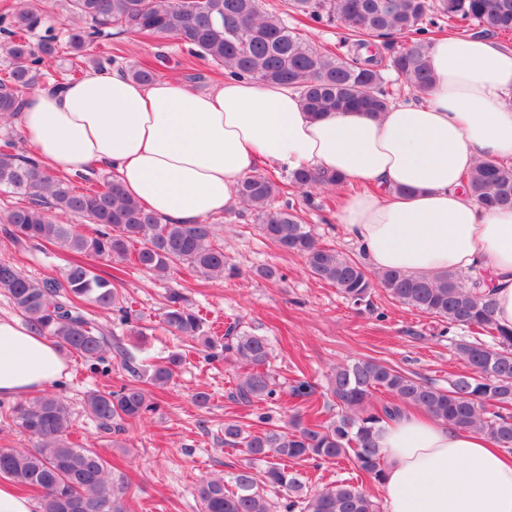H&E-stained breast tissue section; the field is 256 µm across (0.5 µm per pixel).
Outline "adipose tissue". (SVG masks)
<instances>
[{
  "instance_id": "1",
  "label": "adipose tissue",
  "mask_w": 512,
  "mask_h": 512,
  "mask_svg": "<svg viewBox=\"0 0 512 512\" xmlns=\"http://www.w3.org/2000/svg\"><path fill=\"white\" fill-rule=\"evenodd\" d=\"M430 91L373 116L314 117L294 87L228 79L193 91L96 70L24 98L14 122L46 173L99 166L159 217L197 224L238 205L264 166L312 168L358 185L336 222L371 265L412 275L489 278L495 318L512 328V208L485 210L464 174L512 165V49L484 37L432 42ZM66 362L24 319L0 315V401L58 383ZM386 512H512V457L486 436L413 412L377 434Z\"/></svg>"
}]
</instances>
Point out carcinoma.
<instances>
[{
    "label": "carcinoma",
    "mask_w": 512,
    "mask_h": 512,
    "mask_svg": "<svg viewBox=\"0 0 512 512\" xmlns=\"http://www.w3.org/2000/svg\"><path fill=\"white\" fill-rule=\"evenodd\" d=\"M81 24L60 38L47 16L32 0H14L0 14V33L7 37L8 70L0 80V120L20 110L21 91L36 85L45 63L57 57L61 45L88 54L110 29L133 36H172L197 55L224 68V76L251 78L295 87L303 108L314 114L359 109L370 114L393 103L391 81L404 84L416 96L433 83L426 35L441 22L475 25L483 33L512 31V0H285V10L266 12L259 0H67ZM305 19L316 25L344 26L349 31L340 54L318 51L288 23ZM37 34L33 43L29 36ZM414 35L407 47L389 57L390 80L376 58H362L357 48L371 47L375 38ZM0 151V189L27 198L8 210L3 223L17 240L58 246L70 254L55 277L34 279L16 261L0 260V291L40 334L63 351L74 353L91 367L107 362L114 351L106 329L90 317L88 307L112 310L131 321L123 296L109 278L96 274L88 257L132 259L158 277L186 264L201 276L224 280V245L213 225L170 224L128 196L118 180L98 188L82 175V185L52 179L33 156ZM467 189L485 210L512 207V167L480 162L466 176ZM338 180L315 169L291 173L289 186L261 173L246 178L240 202L253 213L264 236L284 252L300 255L309 273L335 286L355 305H370L372 290L384 288L395 301L415 307L448 323L477 328L494 344L460 342L458 354L470 372L439 388L427 380L372 359H358L332 368L329 393L335 417L321 421L298 415L283 429L272 414L250 417L251 423L224 422V443L245 449L251 461L264 463L254 473L246 465L233 476V487L221 478L196 486L201 512H380L363 484L338 480L319 490L308 489L303 476L281 465L283 460L349 459L369 480L384 477V457L376 434L381 425L407 408L417 409L458 430L487 436L512 454V330L494 317L492 287L487 281L442 273L431 278L397 270L370 273L355 260L320 245L293 207L276 208L274 199L288 187L311 189ZM60 216H74L95 225L88 234ZM139 244L135 250L133 244ZM163 319L170 331L189 341L203 339L224 357L248 367L231 398L245 406L274 401L278 394L267 369L270 351L264 336L241 332L231 325L220 343L203 334L204 321L171 292ZM186 353L176 352L138 366L124 362L137 379L161 389L173 377ZM84 412L99 430L114 436L143 422L156 409L149 392L138 384L92 390L83 399ZM11 420L32 441L30 448H0V477L25 492L37 494V512H128L130 485L112 476L111 465L95 448L70 439L72 412L55 393L9 408ZM280 488L284 497L271 505L263 487Z\"/></svg>",
    "instance_id": "obj_1"
}]
</instances>
